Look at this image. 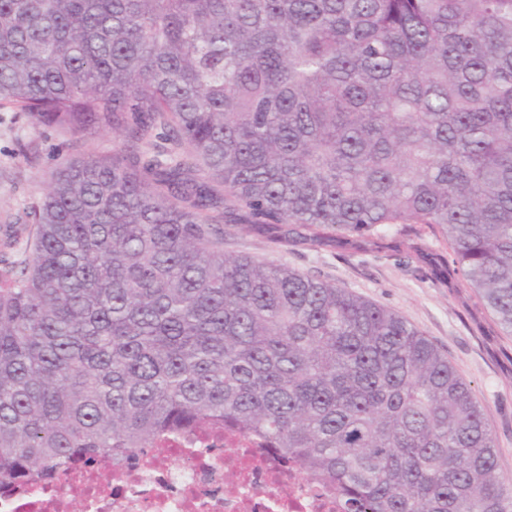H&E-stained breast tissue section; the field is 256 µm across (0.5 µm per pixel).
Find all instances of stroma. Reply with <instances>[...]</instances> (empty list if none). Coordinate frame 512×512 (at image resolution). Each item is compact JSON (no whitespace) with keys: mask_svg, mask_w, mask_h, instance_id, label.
<instances>
[{"mask_svg":"<svg viewBox=\"0 0 512 512\" xmlns=\"http://www.w3.org/2000/svg\"><path fill=\"white\" fill-rule=\"evenodd\" d=\"M34 147V164L23 147ZM111 136L81 141L62 131L33 127L10 107H0V240L6 216L19 217L38 198L57 156L108 155ZM407 237L395 229L366 238L364 248L333 244L318 250L295 242H273L241 225L225 229L224 251L284 263L398 312L421 329L448 357L484 409L498 448V467L512 477V335H505L461 273L439 279L429 262L405 260Z\"/></svg>","mask_w":512,"mask_h":512,"instance_id":"1","label":"stroma"}]
</instances>
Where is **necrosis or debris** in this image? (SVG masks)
<instances>
[{
	"label": "necrosis or debris",
	"instance_id": "necrosis-or-debris-1",
	"mask_svg": "<svg viewBox=\"0 0 512 512\" xmlns=\"http://www.w3.org/2000/svg\"><path fill=\"white\" fill-rule=\"evenodd\" d=\"M112 476L76 478L80 512H338L334 495L280 465L268 449L214 433L112 462ZM0 512H70L63 490L0 494Z\"/></svg>",
	"mask_w": 512,
	"mask_h": 512
}]
</instances>
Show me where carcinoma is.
<instances>
[{
	"instance_id": "obj_1",
	"label": "carcinoma",
	"mask_w": 512,
	"mask_h": 512,
	"mask_svg": "<svg viewBox=\"0 0 512 512\" xmlns=\"http://www.w3.org/2000/svg\"><path fill=\"white\" fill-rule=\"evenodd\" d=\"M1 106L115 148L61 159L0 268V491L221 429L341 512H512L420 329L224 253L423 224L512 334V0H0Z\"/></svg>"
}]
</instances>
